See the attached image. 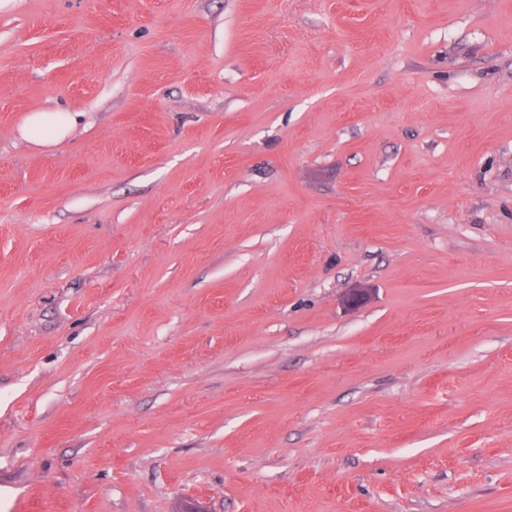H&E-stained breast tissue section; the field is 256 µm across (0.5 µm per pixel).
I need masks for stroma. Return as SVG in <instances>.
I'll list each match as a JSON object with an SVG mask.
<instances>
[{
  "label": "stroma",
  "instance_id": "1",
  "mask_svg": "<svg viewBox=\"0 0 512 512\" xmlns=\"http://www.w3.org/2000/svg\"><path fill=\"white\" fill-rule=\"evenodd\" d=\"M191 501L512 512V0L0 8V512ZM51 129L56 138H61L65 129L60 127L56 121V115L49 112H38L29 116L24 124L25 138L33 141L44 139L42 132Z\"/></svg>",
  "mask_w": 512,
  "mask_h": 512
}]
</instances>
